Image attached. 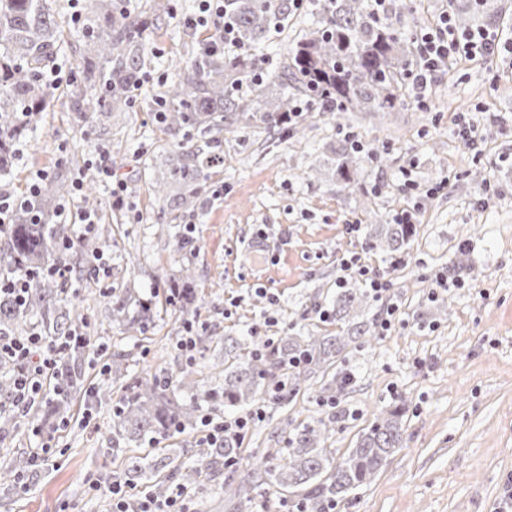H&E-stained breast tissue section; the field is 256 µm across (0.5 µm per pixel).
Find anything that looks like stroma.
<instances>
[{"mask_svg":"<svg viewBox=\"0 0 512 512\" xmlns=\"http://www.w3.org/2000/svg\"><path fill=\"white\" fill-rule=\"evenodd\" d=\"M60 2L65 47L55 70L65 86L81 61L84 0ZM169 6L153 19L130 107L90 123L75 143L65 135L74 124L71 100L60 96L36 135L22 140L10 180L15 193L40 171L72 184L100 150L111 153L126 205L113 208L109 186L98 182L100 221L112 226L110 273L64 279L68 293L87 297V334L105 347L103 363L120 353L133 371L150 365L176 379L191 370L208 386L225 337L337 334L339 323L325 312L338 281L349 276L342 259L358 255L389 289L355 312L375 323V338L349 355L357 375L342 400L347 418L326 446L344 453L374 413L398 403L407 446L336 512H495L512 480V70L461 61L438 78L427 109L411 99L396 112L353 113V132L377 158L363 162L348 186L336 176L345 130L338 112L304 113L294 135L237 126L225 127L215 143L196 129L184 139L169 135L154 101L176 79L170 62L215 32L185 26L198 15L199 0ZM447 7L468 13L474 26L512 21V0H484L477 10L472 0H392L388 21L407 32ZM318 19L317 0H300L285 31L266 43L264 68L275 70L294 36ZM462 119L476 126L480 151L459 140ZM205 146L224 161L210 169L196 206H176L175 185L154 194V177L182 148ZM408 178L416 190L405 188ZM488 179L494 189L485 195ZM404 211L418 233L398 259L365 251L363 233L346 231L350 224L393 223ZM186 268L207 298L189 320L165 303L167 280ZM445 271L465 285L433 298V278ZM109 288L154 297L159 313L149 332L113 321ZM386 318L387 331L380 326ZM188 323L193 335L213 338L210 350H182ZM87 376L88 391L72 405L68 427L0 438V460L32 454L45 441L51 446L36 485L0 491V512H112L102 488L137 450L113 445L112 406L96 401L111 390V379L98 369ZM323 386L314 376L291 402L267 405L265 420L245 437L243 469L257 449L283 447L289 430L327 417Z\"/></svg>","mask_w":512,"mask_h":512,"instance_id":"stroma-1","label":"stroma"}]
</instances>
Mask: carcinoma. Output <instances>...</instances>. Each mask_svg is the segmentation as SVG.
Instances as JSON below:
<instances>
[{"label": "carcinoma", "instance_id": "1", "mask_svg": "<svg viewBox=\"0 0 512 512\" xmlns=\"http://www.w3.org/2000/svg\"><path fill=\"white\" fill-rule=\"evenodd\" d=\"M52 2L0 0V175L11 172L15 145L36 129L39 115L59 90L43 78L60 50ZM293 8L294 0H224V21L233 24L238 42L250 52H206L199 47L190 60L174 62L182 70L180 80L156 99L165 127L179 132L218 129L226 123H262L286 129L288 113L299 101L312 104L318 112H388L405 98L413 72L404 51L408 39L374 17L365 0H324L317 28L291 44L278 69L265 70L256 50L288 27ZM82 17L89 35L83 61L71 78L70 95L75 111L104 117L132 103L141 71L140 46L150 39L152 30L142 13L119 0H85ZM271 83L281 89L274 98L267 95ZM337 155V171L353 183L362 159L356 140L345 139ZM181 156V162L157 177L152 188L159 195L166 183L179 184L183 189L180 205L186 207L205 188L208 170L219 163V156L195 150ZM67 196L64 182L48 179L40 188L36 213L22 208L15 212L5 231L8 260L0 261V273L68 262L80 274V257L96 254L112 242V225L100 224L93 235L63 247L54 221ZM415 234L413 224H372L365 247L394 258ZM177 287L179 309L197 313L204 298L191 274H183ZM63 293L56 278L41 276L31 282L25 303L0 298V336L23 337L37 330L66 343L59 358L56 391L45 401L48 417L68 412L83 390L84 367H94L99 354L98 346L78 337L87 323L82 302L69 300L63 306ZM369 298L365 288L337 289L332 315L344 327L334 336H287L276 343L261 336L224 337L223 382L201 390L190 373H184L181 385L194 391L188 400L175 396L171 382L161 374L148 372L127 381V359L112 355L107 371L121 389L112 402V442L153 446L196 429L203 416L221 406L226 412H239L260 399L292 400L318 369L326 372L336 367L338 357L347 361L343 352L350 343L360 347L370 343L372 326L351 320V312ZM112 316L127 329L144 334L154 313L149 300L137 299L128 291L112 308ZM297 358L300 363L295 365ZM16 369L10 361L0 363V396L13 397ZM353 373V367L334 372L324 386L330 404H339ZM403 416L404 407L399 404L380 411L355 446L340 457L325 442L343 412L316 425H299L289 431L286 447L266 448L255 457L252 474L236 484L224 481V500L241 504L256 485L265 484L288 493L302 512H327L350 491L371 483L383 462L402 448ZM21 429L22 421L14 412L0 413V433L18 436ZM243 440L244 435L234 431L226 432L224 442L216 445L204 439L188 462L180 460V452L162 465L147 455L136 456L124 471L123 484L140 482L143 493L160 500L177 488L199 490L204 481L239 470ZM24 480H40L31 457L0 462V485L12 487Z\"/></svg>", "mask_w": 512, "mask_h": 512}]
</instances>
